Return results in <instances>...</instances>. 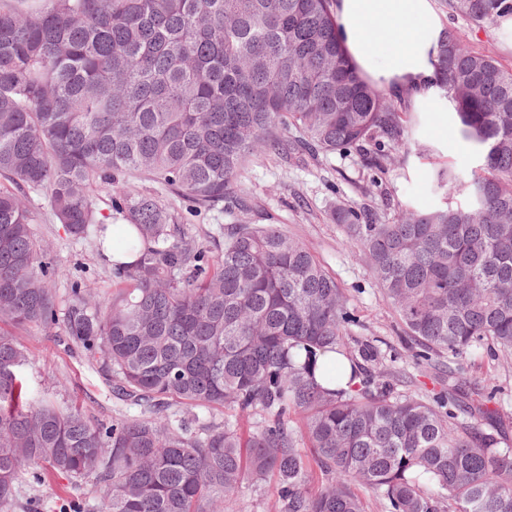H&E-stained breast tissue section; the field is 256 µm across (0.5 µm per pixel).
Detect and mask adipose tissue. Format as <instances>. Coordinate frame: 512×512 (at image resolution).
<instances>
[{"instance_id":"adipose-tissue-1","label":"adipose tissue","mask_w":512,"mask_h":512,"mask_svg":"<svg viewBox=\"0 0 512 512\" xmlns=\"http://www.w3.org/2000/svg\"><path fill=\"white\" fill-rule=\"evenodd\" d=\"M331 10L347 56L370 84L407 93L417 111L437 113L440 130L456 124L452 105L439 100L444 24L434 0H334Z\"/></svg>"}]
</instances>
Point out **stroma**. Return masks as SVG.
Masks as SVG:
<instances>
[{
    "label": "stroma",
    "instance_id": "obj_1",
    "mask_svg": "<svg viewBox=\"0 0 512 512\" xmlns=\"http://www.w3.org/2000/svg\"><path fill=\"white\" fill-rule=\"evenodd\" d=\"M435 5L443 23L465 33L470 47L512 68V36L502 33L496 25L478 27L453 15L447 0H435ZM412 120L418 143L415 154L408 165L393 163L378 186L371 185L367 170L354 154L330 155L305 164L289 158L251 160L236 188L252 205L245 214L230 209L192 213L186 202L158 182L135 178L131 185L139 192L161 196L185 213L190 232L208 246L221 239L223 227L242 221L274 224L297 237L335 277L348 298L356 318L348 329L350 345L357 348L369 344L383 357H396L397 368L413 377L411 383L399 386V393L421 396L447 386L448 377L440 359H433L424 367L415 365V341L383 299L369 269L346 246L342 229L328 217L339 200L368 209L377 221L386 218V203L390 200L421 208L438 207L443 202L442 191L435 187L440 169L450 167L467 177L477 169L475 154L455 138L437 133L431 113H413ZM28 205L36 216L32 232L46 262L58 271L50 282L58 303L66 304L76 281L93 294L111 290L110 267L96 247L74 240L57 224L44 196L31 195ZM17 340L32 355L22 371L31 397L48 398L61 408L80 405L93 419L112 420L126 414V407L111 395L102 360L90 358L80 349L69 347L63 337L46 335L34 326L18 332ZM464 366L469 379L480 382L501 400L503 411L494 424L499 435L512 444V352L481 349L468 354ZM77 506L82 512H102L95 485L86 484L75 490L66 488L61 478L35 480L28 476L19 483L11 504L0 508V512H72Z\"/></svg>",
    "mask_w": 512,
    "mask_h": 512
}]
</instances>
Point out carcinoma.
Here are the masks:
<instances>
[{
    "instance_id": "obj_1",
    "label": "carcinoma",
    "mask_w": 512,
    "mask_h": 512,
    "mask_svg": "<svg viewBox=\"0 0 512 512\" xmlns=\"http://www.w3.org/2000/svg\"><path fill=\"white\" fill-rule=\"evenodd\" d=\"M449 7L477 26L512 15V0ZM438 69L482 160L468 201L332 213L415 358L448 355V387L419 398L370 369L376 348L348 346L347 297L298 238L229 224L213 256L160 196L120 189L146 178L210 210L250 159L300 152L354 153L383 179L409 150L411 105L352 66L329 0H0V506L43 466L94 483L106 512H217L269 481L276 512H367L358 487L386 512H512V446L483 428L492 411L459 366L512 350V68L448 27ZM459 181L437 174L448 193ZM100 192L131 262L112 265L109 294L72 288L60 314L26 200L44 194L101 251ZM32 325L100 355L136 413L28 401L14 330Z\"/></svg>"
}]
</instances>
